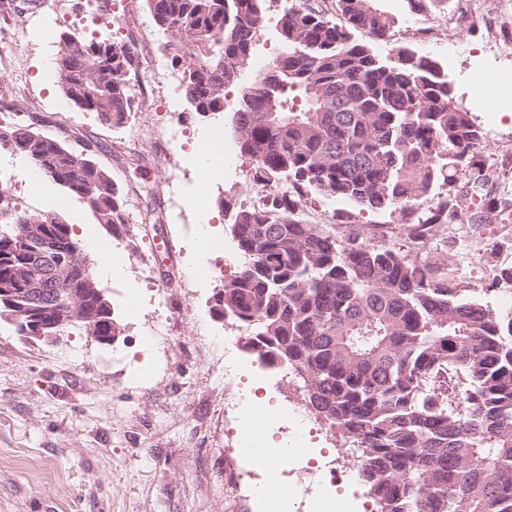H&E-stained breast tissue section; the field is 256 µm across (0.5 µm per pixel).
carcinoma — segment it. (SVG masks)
Returning a JSON list of instances; mask_svg holds the SVG:
<instances>
[{
	"instance_id": "obj_1",
	"label": "carcinoma",
	"mask_w": 512,
	"mask_h": 512,
	"mask_svg": "<svg viewBox=\"0 0 512 512\" xmlns=\"http://www.w3.org/2000/svg\"><path fill=\"white\" fill-rule=\"evenodd\" d=\"M266 0H145L169 37L172 68L196 114L224 111L226 88L249 60ZM339 26L293 0L278 16L280 43L265 71L239 89L232 124L261 208L234 214L243 258L224 279L218 306L250 329L247 344L268 366L292 369L307 407L360 449L358 473L382 512H512V307L460 294L436 254L467 201L484 216L512 208L488 188L483 134L454 101L432 57L372 43L398 19L377 0H336ZM362 32L369 41L354 37ZM141 61L105 35H59L57 73L67 102L106 126L138 106L130 80ZM300 103H295V99ZM80 198L107 233L125 223L123 194L94 143L47 134L35 117L0 125V155ZM448 188L427 212L420 200ZM308 192L361 211L391 210L401 225L374 235L360 225L307 224ZM403 232L404 254L390 241ZM76 240L56 214L18 210L0 187V242ZM50 287L95 280L83 251ZM20 264L0 259V283L23 287Z\"/></svg>"
}]
</instances>
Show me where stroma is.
Returning <instances> with one entry per match:
<instances>
[{
  "instance_id": "obj_1",
  "label": "stroma",
  "mask_w": 512,
  "mask_h": 512,
  "mask_svg": "<svg viewBox=\"0 0 512 512\" xmlns=\"http://www.w3.org/2000/svg\"><path fill=\"white\" fill-rule=\"evenodd\" d=\"M114 3L115 40L150 35L140 25L149 16L144 0ZM284 6L285 0H268L270 23L255 35L242 83H249L276 51L273 22ZM379 6L398 23L376 51L384 55L408 46L440 63L457 103L471 109L483 133L481 159L490 186L512 192V108L474 109L472 91L480 74L512 72V0H450L447 10L420 15L410 13L407 0H379ZM0 19L8 29L0 38V97L15 100L25 112L64 111V136L100 142L97 159L122 188L128 219L136 226L125 278L101 283L121 327L114 344H99L79 330L55 345L34 344L0 320V450L23 452L19 461L0 465V512H61L60 496L46 480L50 470L64 477L71 512H242L226 465L234 463L242 473L250 466L224 446L226 429L237 427L240 417L225 413L224 384L207 372L196 339L232 330L230 320L216 314L214 298L222 280L218 267L241 260L229 215L259 194L247 156L235 155L233 175L210 182L208 230L221 250L201 256L191 250L199 229L191 207L200 180L196 147L216 125L224 131L225 145L236 146L231 118L238 94H228L226 110L217 116L189 114L183 101L165 110L171 66L167 38L160 33L155 36L157 66L131 80L135 86L150 82L153 109L136 113L124 127L109 128L68 105L56 76L47 71L61 32L93 33L89 13L74 8L73 0H0ZM169 125L185 126L187 143L163 161L150 137ZM175 183L182 190L178 198L170 191ZM12 193L20 208L56 212L73 224L77 237L105 235L85 206L53 182L39 189L20 183ZM480 212L479 203H470L461 222L449 225L446 257L463 295L510 306L512 292L492 289L491 281L494 264H512V250L493 255L487 245L512 235V215L495 217L476 233L471 224ZM303 213L307 223L339 227L351 222L386 229L400 222L398 214L361 213L346 201L314 193L306 195ZM148 214L155 223H145ZM144 260L151 269L147 282L135 273ZM193 265L214 273L187 281ZM134 285L144 298L136 311L128 305ZM157 288L165 291L166 313L180 321V349L169 358L140 336L142 322L157 308L151 300ZM148 370L155 373L154 383L132 387L134 375Z\"/></svg>"
}]
</instances>
